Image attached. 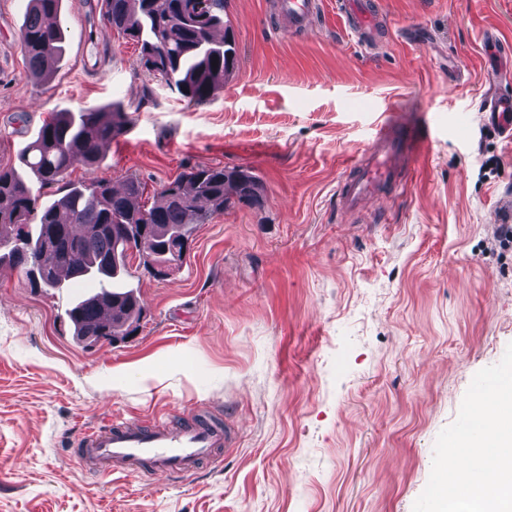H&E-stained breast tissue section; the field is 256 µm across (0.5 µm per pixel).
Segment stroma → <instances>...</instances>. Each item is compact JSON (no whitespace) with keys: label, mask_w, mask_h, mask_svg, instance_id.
Instances as JSON below:
<instances>
[{"label":"stroma","mask_w":512,"mask_h":512,"mask_svg":"<svg viewBox=\"0 0 512 512\" xmlns=\"http://www.w3.org/2000/svg\"><path fill=\"white\" fill-rule=\"evenodd\" d=\"M27 0H0V166L49 113L122 104L133 120L94 171L68 179L155 193L188 168H243L262 207L195 225L170 277L131 261L142 317L89 345L66 315L77 293L0 273V512H412L435 440L473 376L512 343V143L488 121L512 56V0H378L388 36L361 50L321 0L282 30L277 0H227L239 64L190 107L138 66L98 0H62L64 52L28 75ZM424 112L421 158L350 221L345 164L384 112ZM206 407L236 430L222 470L151 485L73 456L113 417L184 420Z\"/></svg>","instance_id":"35a3bbf8"}]
</instances>
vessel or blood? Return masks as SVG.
Wrapping results in <instances>:
<instances>
[{"label":"vessel or blood","instance_id":"b4317fda","mask_svg":"<svg viewBox=\"0 0 512 512\" xmlns=\"http://www.w3.org/2000/svg\"><path fill=\"white\" fill-rule=\"evenodd\" d=\"M278 5L292 33L304 29L315 14V0H279ZM339 6L358 46L371 47L380 24L376 0H340ZM487 110L504 133L512 136V97H491ZM427 125L424 113L412 121L383 113L366 148L346 165L348 176L339 193L342 209L362 215L370 201L399 185L422 148ZM235 444L228 427L206 419L179 424L123 419L76 436L83 466L146 481L158 475L191 479L201 463L222 465Z\"/></svg>","mask_w":512,"mask_h":512}]
</instances>
